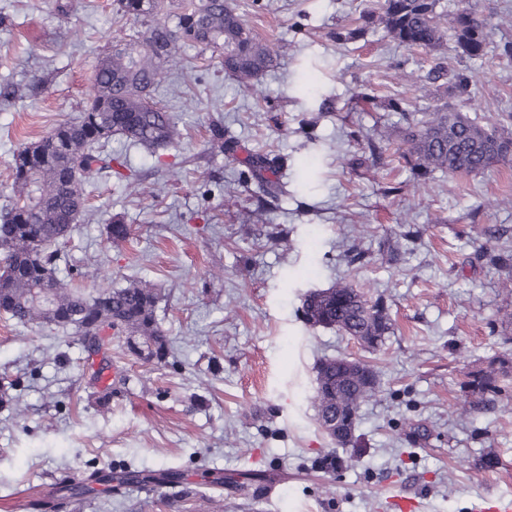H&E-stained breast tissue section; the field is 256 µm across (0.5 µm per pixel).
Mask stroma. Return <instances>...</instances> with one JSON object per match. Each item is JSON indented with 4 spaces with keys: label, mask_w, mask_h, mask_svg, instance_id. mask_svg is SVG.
<instances>
[{
    "label": "stroma",
    "mask_w": 512,
    "mask_h": 512,
    "mask_svg": "<svg viewBox=\"0 0 512 512\" xmlns=\"http://www.w3.org/2000/svg\"><path fill=\"white\" fill-rule=\"evenodd\" d=\"M235 2L274 68L243 85L218 55L180 47L154 93L177 118V143L158 158L127 146L138 177L98 179L58 263L61 279L89 289L154 284L170 353L147 364L115 336L104 370L73 331L0 314V512H26L36 486L119 465L180 478L116 485L55 512H394V495L417 512H475L486 496L512 497V376L485 411L464 388L470 373L512 361L501 322L512 271L470 234L490 224L512 246V160L417 181L393 149L400 115L358 96L401 94L421 112L428 100L397 69L440 61L474 76L461 111H512V59L410 50L378 24L337 41L373 0ZM67 3L0 0V205L14 153L74 119L101 59L148 29L115 0ZM215 123L236 154H211ZM385 130L384 165L354 164L359 140ZM255 152L281 157L288 189L262 212L241 163ZM116 221L126 238L109 237ZM339 281L384 301L391 330L377 350L306 321V295ZM344 356L369 363L379 387L357 445L342 447L318 426L314 397L318 363ZM328 455L338 465L321 469ZM487 455L495 470H479ZM245 472L255 481L232 488Z\"/></svg>",
    "instance_id": "stroma-1"
}]
</instances>
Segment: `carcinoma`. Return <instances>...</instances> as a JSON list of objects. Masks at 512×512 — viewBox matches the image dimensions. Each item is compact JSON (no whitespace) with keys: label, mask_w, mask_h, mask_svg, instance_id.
Wrapping results in <instances>:
<instances>
[{"label":"carcinoma","mask_w":512,"mask_h":512,"mask_svg":"<svg viewBox=\"0 0 512 512\" xmlns=\"http://www.w3.org/2000/svg\"><path fill=\"white\" fill-rule=\"evenodd\" d=\"M121 12L151 24L142 38L117 48L96 69L95 84L78 117L59 124L41 139L30 142L12 159V195L0 212V251L9 274L0 278V304L19 323L47 318L45 308L33 305L29 290L50 288L56 281L59 244L70 236L86 209V186L109 171L118 177L127 168L123 154L108 150L113 140L138 146L150 155L173 146L178 138L175 117L158 106L152 91L160 84L164 62L178 45L200 46L224 58V70L246 84L273 66L269 46L243 22L232 0H191L177 14L175 25L162 20L164 0H117ZM440 0H379V16L361 15L383 25L386 36L409 49H435L452 33L451 50L468 60H481L493 50L512 58V41L489 47L490 31L470 8L447 14ZM400 78L424 98L434 102L421 118L410 114L397 153L413 174L427 181L438 172L450 178L483 172L512 156V112L501 111L487 121L471 118L448 104V97L470 96V76L450 71L437 62L425 75L404 71ZM211 148L217 153L236 152V143L224 140V128L212 127ZM243 163L262 181L279 184L277 157L250 154ZM41 248H31V240ZM105 302L101 290L69 288L53 299L56 325L84 335V326L102 309L110 312L106 328L125 329L151 341V356L161 363L169 353L167 336L157 325L159 295L146 283L109 286ZM304 314L314 326L335 328L359 336L375 350L385 342L391 323L384 306L371 302L352 285L337 283L304 301ZM509 375L505 363L469 375L467 386L478 397L492 392L501 377ZM376 372L358 360L331 358L317 368L316 408L342 406L360 411L375 391ZM120 484L159 483L164 473L128 469H96L87 483L104 478Z\"/></svg>","instance_id":"1"}]
</instances>
